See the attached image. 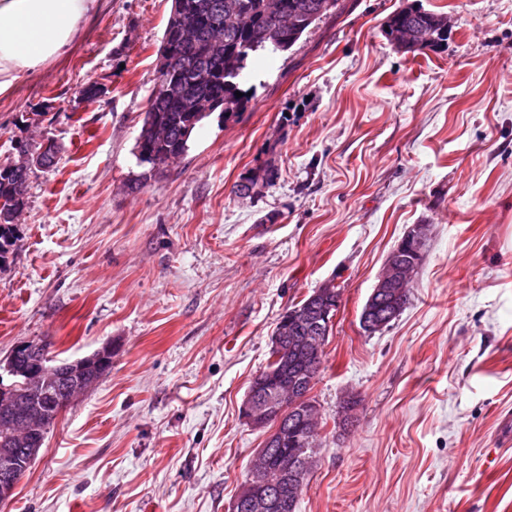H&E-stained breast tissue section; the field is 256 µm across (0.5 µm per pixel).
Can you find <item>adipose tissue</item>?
<instances>
[{"label": "adipose tissue", "instance_id": "obj_1", "mask_svg": "<svg viewBox=\"0 0 512 512\" xmlns=\"http://www.w3.org/2000/svg\"><path fill=\"white\" fill-rule=\"evenodd\" d=\"M95 0H0V94L62 55Z\"/></svg>", "mask_w": 512, "mask_h": 512}]
</instances>
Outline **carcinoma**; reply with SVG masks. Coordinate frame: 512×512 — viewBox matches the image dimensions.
Instances as JSON below:
<instances>
[{
  "mask_svg": "<svg viewBox=\"0 0 512 512\" xmlns=\"http://www.w3.org/2000/svg\"><path fill=\"white\" fill-rule=\"evenodd\" d=\"M193 17L195 27L189 38L165 26L158 53L170 51L171 69L157 71L154 89L135 140L134 154L147 174L156 176L181 160L189 149L192 133L184 132L191 98L222 102L228 118L244 111L251 97L243 85L253 75L256 58L284 53L322 18L343 9L342 0H179ZM442 14L414 4L395 10L388 17L385 35L407 36L399 44L406 52L437 51L448 41V32L439 31ZM243 93L238 97L235 92ZM31 170L0 163V201L13 207L0 208V266L14 251L18 236L16 213L26 206ZM276 171L257 167L234 186L239 196H252L271 184ZM311 352L300 346L288 351V368L300 372ZM319 434H304L301 442L284 451L273 449L272 466L288 459V466H312L313 448Z\"/></svg>",
  "mask_w": 512,
  "mask_h": 512,
  "instance_id": "carcinoma-1",
  "label": "carcinoma"
}]
</instances>
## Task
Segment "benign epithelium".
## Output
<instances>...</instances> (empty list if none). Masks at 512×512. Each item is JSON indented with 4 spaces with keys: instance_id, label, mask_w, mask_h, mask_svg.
Listing matches in <instances>:
<instances>
[{
    "instance_id": "obj_1",
    "label": "benign epithelium",
    "mask_w": 512,
    "mask_h": 512,
    "mask_svg": "<svg viewBox=\"0 0 512 512\" xmlns=\"http://www.w3.org/2000/svg\"><path fill=\"white\" fill-rule=\"evenodd\" d=\"M53 152V141L44 139L28 146L21 153L22 164L42 166L43 159ZM428 236L427 225H416L399 242L387 258L384 270L371 296L390 293L397 286L403 268L397 260L406 252L418 253ZM341 299L320 306H306L289 311V318L305 331L306 336H286L278 326L272 336L273 347L279 354L288 352L294 344H317L324 331L336 322ZM393 313L378 308L367 309L362 317L363 326L380 328L392 320ZM112 344L108 343L93 353L65 362L29 347L23 342L16 345L5 363V370L24 376L20 389H0V498H8L15 491L26 469L36 457L44 442L43 426L48 416L58 418L77 395L89 391L110 371ZM276 386L267 387V378L260 375L247 392L241 416L254 428L272 426L266 439L267 446L283 448L296 441L295 425L309 423L314 403L307 401L309 394H297L301 380L286 375L274 378ZM270 461L260 452L252 462L249 479L244 490L232 505V512H282L294 501L288 499L287 489L302 482V474H278L271 482Z\"/></svg>"
}]
</instances>
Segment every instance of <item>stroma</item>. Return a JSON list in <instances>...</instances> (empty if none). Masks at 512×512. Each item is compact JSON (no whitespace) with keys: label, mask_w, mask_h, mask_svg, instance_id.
<instances>
[{"label":"stroma","mask_w":512,"mask_h":512,"mask_svg":"<svg viewBox=\"0 0 512 512\" xmlns=\"http://www.w3.org/2000/svg\"><path fill=\"white\" fill-rule=\"evenodd\" d=\"M408 2L344 0L256 59L247 109L211 113L148 180L133 146L171 0H98L66 55L0 95V161L59 145L0 267V359L33 339L69 360L114 346L0 512H231L268 435L244 396L282 313L329 282L341 308L297 512H512V0H418L451 20L418 55L384 33ZM90 81L103 92L86 100ZM270 164L272 185L234 194ZM416 224L410 301L364 332ZM428 236L427 225H416L404 238L399 242L392 254L387 258L384 270L370 295L371 301L379 293H390L388 288H396L397 280L400 279L403 268L397 263L398 259L403 258V253L415 252L419 253L425 244Z\"/></svg>","instance_id":"stroma-1"}]
</instances>
